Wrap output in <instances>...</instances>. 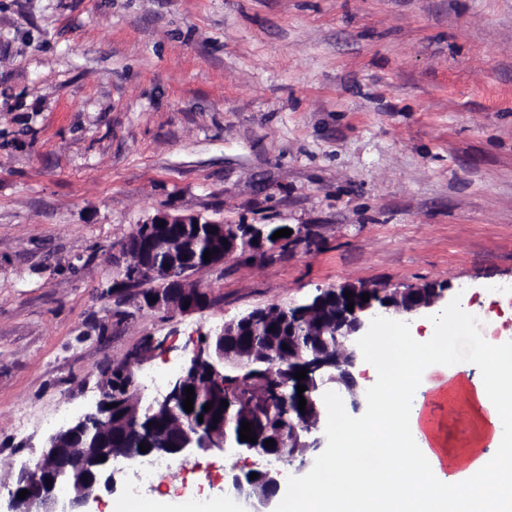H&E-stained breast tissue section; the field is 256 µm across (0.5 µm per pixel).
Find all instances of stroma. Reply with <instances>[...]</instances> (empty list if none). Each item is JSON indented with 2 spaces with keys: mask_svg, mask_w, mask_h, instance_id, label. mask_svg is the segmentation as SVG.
<instances>
[{
  "mask_svg": "<svg viewBox=\"0 0 512 512\" xmlns=\"http://www.w3.org/2000/svg\"><path fill=\"white\" fill-rule=\"evenodd\" d=\"M303 227L170 318L102 289L158 212ZM448 285L512 340V0H0V483L119 362L344 282ZM143 361L133 356L144 345ZM232 449L149 492L223 497Z\"/></svg>",
  "mask_w": 512,
  "mask_h": 512,
  "instance_id": "1",
  "label": "stroma"
}]
</instances>
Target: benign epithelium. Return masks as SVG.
<instances>
[{
    "mask_svg": "<svg viewBox=\"0 0 512 512\" xmlns=\"http://www.w3.org/2000/svg\"><path fill=\"white\" fill-rule=\"evenodd\" d=\"M163 226H158V223ZM200 215H172L160 212L148 222L138 225L128 235L123 245L126 264L123 268L124 283L131 287L129 299L136 306L166 316L189 315L205 308L210 301V289L200 280L201 271L196 267L195 253L197 240L182 233L174 236L171 226L200 224ZM213 229V248L209 267L216 268L224 260L238 252L242 254L264 255L267 252L289 244L305 235L302 229L291 230L288 237L274 239L268 237L257 226L250 225L244 234L224 233L223 223L207 221ZM336 294V316L314 329L316 336H331L336 345L348 354L346 368L338 373L336 359L313 353L304 368L307 378L300 381L294 377L299 367L294 362L279 358L278 353L269 350L254 361L243 364L230 355L211 350V342L224 337V334L238 323L255 315L250 312L207 333L204 345L193 352L188 366L169 383L168 388L158 393L149 402H143L141 388L131 369L126 364L124 371L127 380V395L131 396L127 405L133 417L145 413L156 417L170 418L180 415L179 401L186 386L188 374L204 366L207 369V387L222 389L225 380L234 372H260L281 381L280 388L288 390V396L298 398L297 386L302 384V393L307 409L320 411L318 399L322 390L329 384H336V394L343 398L354 410H359L366 394L361 388L358 376L361 339L370 322L378 315L390 319H410L425 310L434 309L448 300V289L435 288L427 293L425 285L416 284L406 288H390L383 284L345 283L330 288ZM349 291L353 297L347 298ZM369 294V300L362 301L361 295ZM354 302L353 311L347 310L349 302ZM101 398L94 409L77 420L60 428L50 436L44 450L36 458L24 462L18 469L14 483L7 486L6 512H90V505L97 500L96 491L103 486L112 489L115 475L122 472L121 465L141 462L146 458L186 459L196 451L212 449L224 450V427L219 424H194L182 426V435L174 445L153 447L146 453H129L123 448L112 446V427H107L103 438L104 447L87 448L82 446L83 433L88 421L99 423L111 418L112 409V370L102 373L100 380ZM321 419L312 422L304 415L290 416L275 438L277 448H268L259 437L254 443L247 442L236 448L239 453H249L260 458L274 457L282 460L281 449L292 445L319 448L320 440H309L312 431L319 429ZM258 477L250 478V473L239 474L231 467L228 481L234 485L236 494L245 505V512H276L280 503L281 471L265 466L255 470ZM68 485L72 495L68 499L58 496V488ZM26 489V498H18V493Z\"/></svg>",
    "mask_w": 512,
    "mask_h": 512,
    "instance_id": "obj_1",
    "label": "benign epithelium"
}]
</instances>
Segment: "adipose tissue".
<instances>
[{
	"label": "adipose tissue",
	"mask_w": 512,
	"mask_h": 512,
	"mask_svg": "<svg viewBox=\"0 0 512 512\" xmlns=\"http://www.w3.org/2000/svg\"><path fill=\"white\" fill-rule=\"evenodd\" d=\"M466 321L446 312L420 327L384 326L367 336L373 373L386 365L395 371L391 383L379 384L371 412L387 431L371 435L328 404L339 423L335 448L311 483L290 487L287 512H512V354L469 335ZM436 363L445 367L444 380H424ZM429 393L466 403L463 448L449 450L443 420L422 430Z\"/></svg>",
	"instance_id": "obj_1"
}]
</instances>
